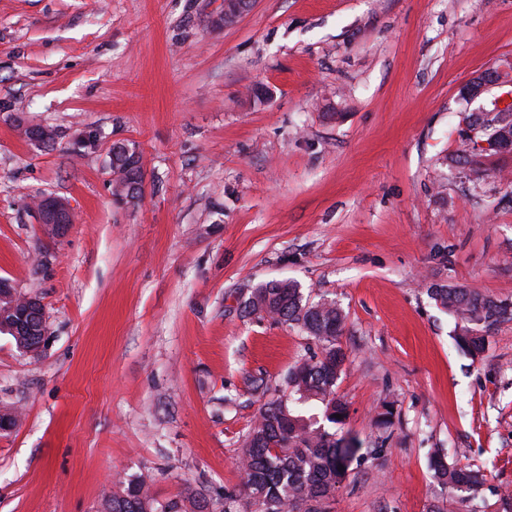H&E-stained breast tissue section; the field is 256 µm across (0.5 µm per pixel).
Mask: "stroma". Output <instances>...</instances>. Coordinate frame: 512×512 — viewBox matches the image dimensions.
<instances>
[{"mask_svg": "<svg viewBox=\"0 0 512 512\" xmlns=\"http://www.w3.org/2000/svg\"><path fill=\"white\" fill-rule=\"evenodd\" d=\"M223 8L0 0V279L46 317L39 352L0 334V512H101L142 474L161 502L237 486L266 401L249 379L281 387L317 350L245 314L280 279L346 314L336 433L361 457L324 512H512V316L472 360L427 291L512 303V154L484 157L480 193L438 163L461 89L512 63V0ZM18 116L62 136L31 144ZM116 142L144 157L134 207L113 197ZM45 193L72 210L63 234ZM437 450L484 472L466 503ZM40 224L55 234H62L68 224H72V211L69 205L53 194H43L37 204Z\"/></svg>", "mask_w": 512, "mask_h": 512, "instance_id": "obj_1", "label": "stroma"}]
</instances>
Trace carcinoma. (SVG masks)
<instances>
[{
    "label": "carcinoma",
    "instance_id": "1",
    "mask_svg": "<svg viewBox=\"0 0 512 512\" xmlns=\"http://www.w3.org/2000/svg\"><path fill=\"white\" fill-rule=\"evenodd\" d=\"M476 118L479 130L464 139L461 149L440 159L439 165L461 166L468 180L481 189L488 178L482 168L477 141L499 139L501 148L512 146V106L498 112L465 113ZM136 148L112 144L111 171L116 186L125 181L126 153ZM430 295L463 323L454 336L456 346L472 357L482 354L486 337L476 327H489L512 313V305L458 285H438ZM246 308L260 317L297 327L315 341L318 352L290 370L283 388L260 408L242 442L241 470L244 482L211 499L189 492L179 500L158 502L142 477L117 483L104 504V512H316L313 504L335 495L359 457L353 439L336 438L333 428L348 416L346 403L336 395L347 355L340 337L346 316L334 301H312L291 280L270 281L254 288ZM434 476L460 493H474L483 474L447 461L437 453L430 460Z\"/></svg>",
    "mask_w": 512,
    "mask_h": 512
}]
</instances>
